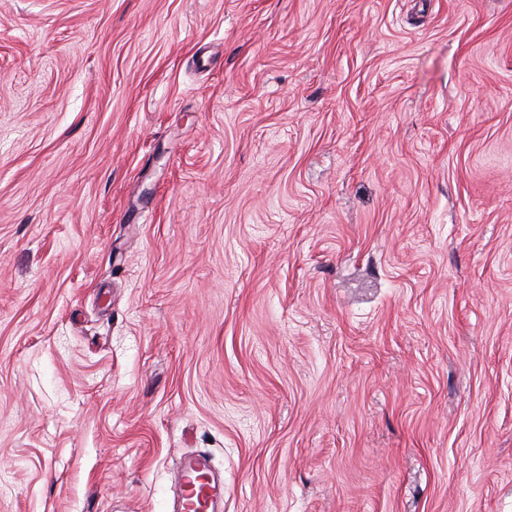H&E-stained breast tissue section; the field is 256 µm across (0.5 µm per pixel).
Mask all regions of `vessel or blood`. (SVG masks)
Wrapping results in <instances>:
<instances>
[{
	"label": "vessel or blood",
	"instance_id": "obj_1",
	"mask_svg": "<svg viewBox=\"0 0 512 512\" xmlns=\"http://www.w3.org/2000/svg\"><path fill=\"white\" fill-rule=\"evenodd\" d=\"M174 483L182 495L179 512H224V482L214 475L204 454L185 457Z\"/></svg>",
	"mask_w": 512,
	"mask_h": 512
}]
</instances>
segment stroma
<instances>
[{
  "instance_id": "obj_1",
  "label": "stroma",
  "mask_w": 512,
  "mask_h": 512,
  "mask_svg": "<svg viewBox=\"0 0 512 512\" xmlns=\"http://www.w3.org/2000/svg\"><path fill=\"white\" fill-rule=\"evenodd\" d=\"M512 512V0H0V512ZM182 499L176 512H223L224 480L209 467L204 453L187 456L174 474Z\"/></svg>"
}]
</instances>
